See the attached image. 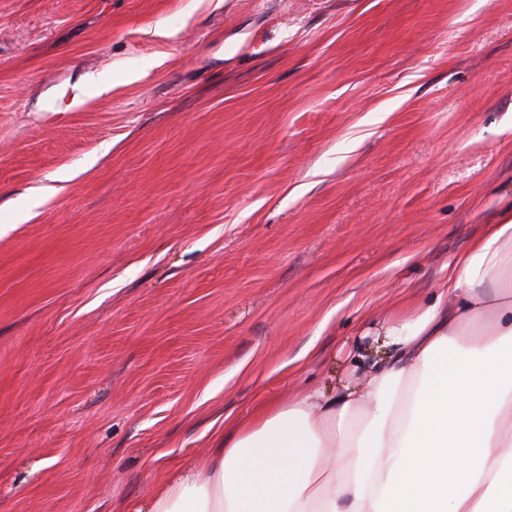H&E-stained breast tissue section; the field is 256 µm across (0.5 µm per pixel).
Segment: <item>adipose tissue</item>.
Masks as SVG:
<instances>
[{
  "mask_svg": "<svg viewBox=\"0 0 512 512\" xmlns=\"http://www.w3.org/2000/svg\"><path fill=\"white\" fill-rule=\"evenodd\" d=\"M365 333L335 385L268 401L112 512H512V209Z\"/></svg>",
  "mask_w": 512,
  "mask_h": 512,
  "instance_id": "obj_1",
  "label": "adipose tissue"
}]
</instances>
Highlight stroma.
I'll use <instances>...</instances> for the list:
<instances>
[{
	"label": "stroma",
	"mask_w": 512,
	"mask_h": 512,
	"mask_svg": "<svg viewBox=\"0 0 512 512\" xmlns=\"http://www.w3.org/2000/svg\"><path fill=\"white\" fill-rule=\"evenodd\" d=\"M511 186L512 0H0V512L324 386Z\"/></svg>",
	"instance_id": "obj_1"
}]
</instances>
